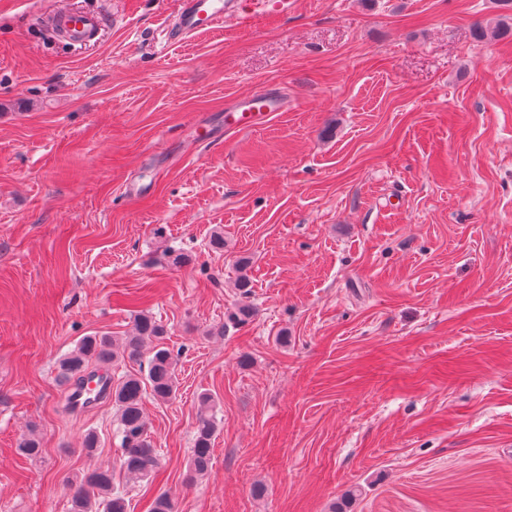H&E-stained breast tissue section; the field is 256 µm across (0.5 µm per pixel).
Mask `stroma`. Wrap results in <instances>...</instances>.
<instances>
[{
    "label": "stroma",
    "mask_w": 512,
    "mask_h": 512,
    "mask_svg": "<svg viewBox=\"0 0 512 512\" xmlns=\"http://www.w3.org/2000/svg\"><path fill=\"white\" fill-rule=\"evenodd\" d=\"M64 7L95 41L55 36ZM175 10L0 0V512H69L97 467L128 512H512V36L474 35L512 7L290 0L169 43ZM261 90L284 111L225 129ZM142 311L178 390L146 401L160 469L129 487L111 401L68 410L59 362ZM52 25L61 37L90 41L102 26V20L94 13L61 9L52 17ZM213 402L212 396L208 393L200 394L197 401L194 446L190 460V469L194 478L204 476L211 463L212 441L216 430Z\"/></svg>",
    "instance_id": "obj_1"
}]
</instances>
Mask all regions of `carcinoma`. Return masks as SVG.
<instances>
[{
    "instance_id": "1",
    "label": "carcinoma",
    "mask_w": 512,
    "mask_h": 512,
    "mask_svg": "<svg viewBox=\"0 0 512 512\" xmlns=\"http://www.w3.org/2000/svg\"><path fill=\"white\" fill-rule=\"evenodd\" d=\"M166 336L164 325L148 314H140L134 323V332L125 337L122 348L109 336H86L59 363L61 374L80 387L85 379L94 378L89 370L91 362L108 364L118 355L131 357L140 354L147 343L154 344L148 360L147 372L128 374L112 386L108 398L112 400L117 418V432L121 435V467L132 480L151 477L158 466L157 452L148 434L143 405L146 399L166 401L177 389V359L161 346ZM216 430L213 398L208 393L199 395L194 446L190 469L193 477L204 476L211 463L212 441ZM17 453L35 458L41 453V441L33 433L23 434L17 441ZM71 512H127L125 493L112 484V472L95 469L84 474L71 487Z\"/></svg>"
}]
</instances>
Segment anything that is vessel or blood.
Returning a JSON list of instances; mask_svg holds the SVG:
<instances>
[{"label":"vessel or blood","mask_w":512,"mask_h":512,"mask_svg":"<svg viewBox=\"0 0 512 512\" xmlns=\"http://www.w3.org/2000/svg\"><path fill=\"white\" fill-rule=\"evenodd\" d=\"M274 3L278 11H286L288 0H178L175 21L166 32L169 41L176 42L223 24L226 14H237L242 23L264 13L267 3ZM56 32L66 38L89 41L102 26L100 17L86 11L62 9L52 17ZM283 102L266 92L254 93L249 98L227 107L230 129L253 130L266 124L272 113L282 111Z\"/></svg>","instance_id":"b4317fda"}]
</instances>
